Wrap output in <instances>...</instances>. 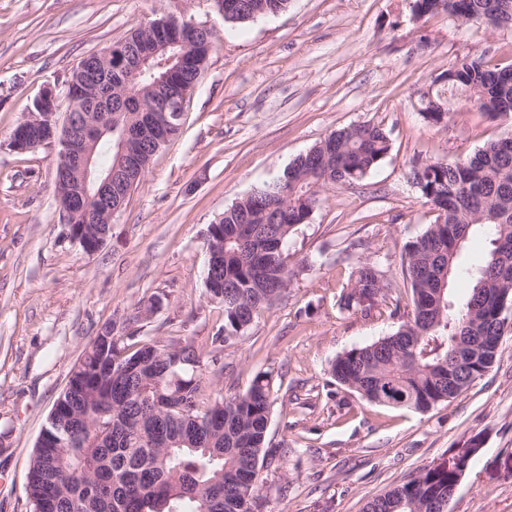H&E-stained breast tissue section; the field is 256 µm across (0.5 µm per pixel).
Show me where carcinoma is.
Masks as SVG:
<instances>
[{
  "label": "carcinoma",
  "mask_w": 512,
  "mask_h": 512,
  "mask_svg": "<svg viewBox=\"0 0 512 512\" xmlns=\"http://www.w3.org/2000/svg\"><path fill=\"white\" fill-rule=\"evenodd\" d=\"M242 22L275 15L288 0H247ZM425 18L448 14L467 22L501 25L503 0H413ZM216 34L191 42L195 62L206 63ZM434 78L419 96L424 120L445 128L464 97L494 116L512 112V67H489L483 56H466ZM176 87L191 89L198 74L182 67ZM150 76L135 83L112 80V132L97 153L116 161V141L138 133L148 104ZM390 136L372 123L331 132L300 155L282 176L254 186L208 226L207 244L222 252L206 292L224 310L222 343L245 334L260 311L288 294L301 262L288 265V239L308 223L327 188L362 181L387 155ZM412 184L437 211L433 224L404 246L403 274L411 310L399 328L371 344L337 356L336 382L369 402L427 412L456 398L483 377L499 356L502 336L512 332V136L485 144L474 155L448 164L415 159ZM486 237L475 267L458 258L470 239ZM344 308L370 310L388 299L383 271L363 262L354 273ZM123 326L108 324L105 346L93 340L75 365L86 388L64 394L72 414L46 425L49 447L34 449L26 494L32 512H250L257 507L259 472L275 465L267 447L274 378L257 373L242 393L205 398L193 373L209 355L192 342L146 341L126 351ZM469 465L429 464L405 482L373 497L364 512H439L448 490Z\"/></svg>",
  "instance_id": "obj_1"
}]
</instances>
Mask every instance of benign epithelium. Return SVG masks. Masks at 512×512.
I'll return each instance as SVG.
<instances>
[{"label": "benign epithelium", "mask_w": 512, "mask_h": 512, "mask_svg": "<svg viewBox=\"0 0 512 512\" xmlns=\"http://www.w3.org/2000/svg\"><path fill=\"white\" fill-rule=\"evenodd\" d=\"M141 31L155 41L146 55H130L125 45L118 43L104 50L83 57L73 70L68 85L93 90L90 99L91 112L67 114L64 124L56 120L59 96L56 89L46 86L35 98L36 110L21 121L11 136V147L26 151L48 142L61 146L57 166L56 185L59 196L67 198L70 206L84 219L82 224H69V238L87 253L96 251L108 237L112 219L119 212L122 200L130 189L112 199V180L116 170L101 168L95 158L99 139L95 131L112 125V113L103 105L100 92L112 81V73L119 72L130 79L149 71L153 75V87L168 102V112L183 107L186 93L174 88L170 75L174 67L191 62L187 54L167 55L168 44L163 39L176 32L185 37L194 36L207 28L193 21L168 15L146 24Z\"/></svg>", "instance_id": "benign-epithelium-1"}]
</instances>
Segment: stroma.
<instances>
[{
    "label": "stroma",
    "instance_id": "1",
    "mask_svg": "<svg viewBox=\"0 0 512 512\" xmlns=\"http://www.w3.org/2000/svg\"><path fill=\"white\" fill-rule=\"evenodd\" d=\"M410 0H289L274 16L227 23L211 0H0V512H30L27 472L72 368L108 323L136 339L210 343L223 309L205 288V233L258 182L331 131L370 122L391 149L362 182L322 192L288 241L312 260L288 294L204 370L207 395L244 391L257 372L276 388L260 512H362L364 504L449 449L478 444L448 512H512V335L494 367L458 397L420 413L374 404L336 383L338 355L397 329L387 306L346 310L359 262L377 264L409 306L401 254L434 222L409 179L415 157L452 163L512 134V112L460 105L426 124L419 93L458 59L512 65V27L446 15L414 21ZM185 13L219 39L183 108L179 134L85 253L55 194L59 146L14 151L13 129L45 85L146 23Z\"/></svg>",
    "mask_w": 512,
    "mask_h": 512
}]
</instances>
